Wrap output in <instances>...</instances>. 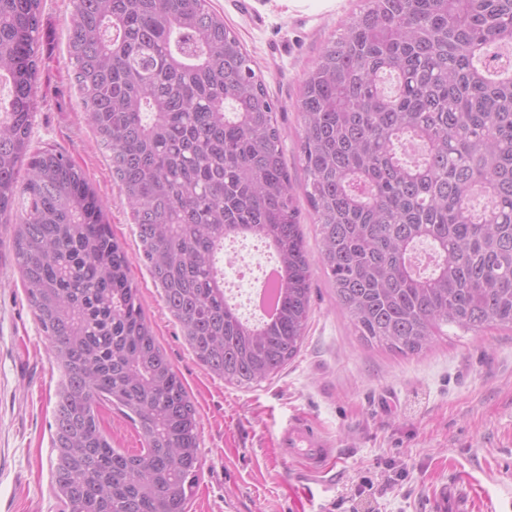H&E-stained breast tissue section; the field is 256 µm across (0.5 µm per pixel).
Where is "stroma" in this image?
Wrapping results in <instances>:
<instances>
[{
  "label": "stroma",
  "mask_w": 512,
  "mask_h": 512,
  "mask_svg": "<svg viewBox=\"0 0 512 512\" xmlns=\"http://www.w3.org/2000/svg\"><path fill=\"white\" fill-rule=\"evenodd\" d=\"M238 35L271 97L295 196L301 162L300 99L324 45L360 0H210ZM69 0H43L32 146L62 153L106 206L130 259L161 347L199 419L202 467L189 512H433L437 489L467 483L472 512H503L512 497V331L445 329L421 353L367 343L343 316L321 270L298 355L249 387L210 375L197 361L138 258L132 213L85 119L67 52ZM60 372L29 307L15 259L0 246V512H61L51 488ZM308 417L337 462L306 483L304 459L278 447L288 423ZM113 447L139 452V432L113 407L98 409Z\"/></svg>",
  "instance_id": "stroma-1"
}]
</instances>
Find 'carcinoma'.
<instances>
[{"label": "carcinoma", "instance_id": "obj_1", "mask_svg": "<svg viewBox=\"0 0 512 512\" xmlns=\"http://www.w3.org/2000/svg\"><path fill=\"white\" fill-rule=\"evenodd\" d=\"M301 98L305 242L275 106L209 0H70L86 118L137 226L139 259L198 362L248 387L300 351L313 267L367 342L427 349L442 326L512 330V0H362ZM42 0H0V224L62 378L52 486L62 512H187L198 412L148 321L130 258L83 172L31 150ZM24 182H19L21 169ZM281 265L279 311L230 303L224 240ZM427 243L428 272L412 254ZM109 403L145 448L101 431Z\"/></svg>", "mask_w": 512, "mask_h": 512}]
</instances>
